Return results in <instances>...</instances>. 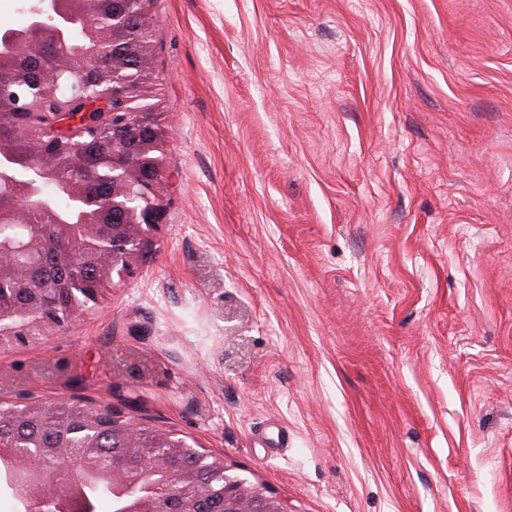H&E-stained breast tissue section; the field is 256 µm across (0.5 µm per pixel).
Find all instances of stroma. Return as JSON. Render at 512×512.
<instances>
[{
	"instance_id": "1",
	"label": "stroma",
	"mask_w": 512,
	"mask_h": 512,
	"mask_svg": "<svg viewBox=\"0 0 512 512\" xmlns=\"http://www.w3.org/2000/svg\"><path fill=\"white\" fill-rule=\"evenodd\" d=\"M161 224L0 349L287 512H512V0H152Z\"/></svg>"
}]
</instances>
